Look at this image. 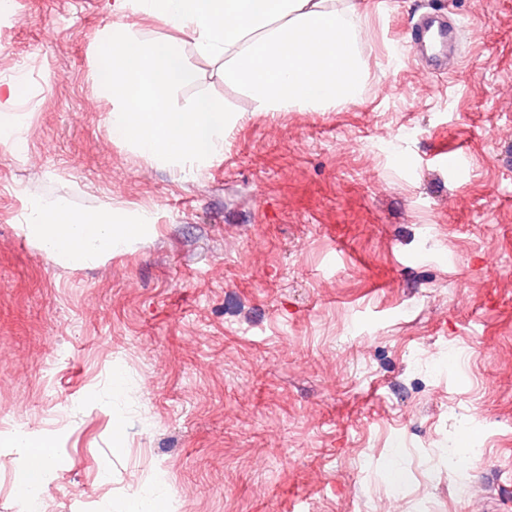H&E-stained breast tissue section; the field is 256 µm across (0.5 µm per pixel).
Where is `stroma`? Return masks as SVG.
<instances>
[{
  "label": "stroma",
  "mask_w": 512,
  "mask_h": 512,
  "mask_svg": "<svg viewBox=\"0 0 512 512\" xmlns=\"http://www.w3.org/2000/svg\"><path fill=\"white\" fill-rule=\"evenodd\" d=\"M112 2L0 21V512L33 444L49 512H512V0H362L366 89L326 112L255 111L181 39L176 104L236 116L189 172L112 136ZM429 11L445 74L407 50ZM55 201L151 223L57 264L26 232Z\"/></svg>",
  "instance_id": "1"
}]
</instances>
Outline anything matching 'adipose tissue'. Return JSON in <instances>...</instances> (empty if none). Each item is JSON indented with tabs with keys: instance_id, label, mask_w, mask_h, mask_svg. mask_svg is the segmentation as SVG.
Segmentation results:
<instances>
[{
	"instance_id": "1",
	"label": "adipose tissue",
	"mask_w": 512,
	"mask_h": 512,
	"mask_svg": "<svg viewBox=\"0 0 512 512\" xmlns=\"http://www.w3.org/2000/svg\"><path fill=\"white\" fill-rule=\"evenodd\" d=\"M112 11L140 12L190 37L200 55L223 61L225 82L246 88L261 112L354 103L367 78L358 0H113ZM27 230L50 260L81 264L124 249L144 227L52 202Z\"/></svg>"
}]
</instances>
